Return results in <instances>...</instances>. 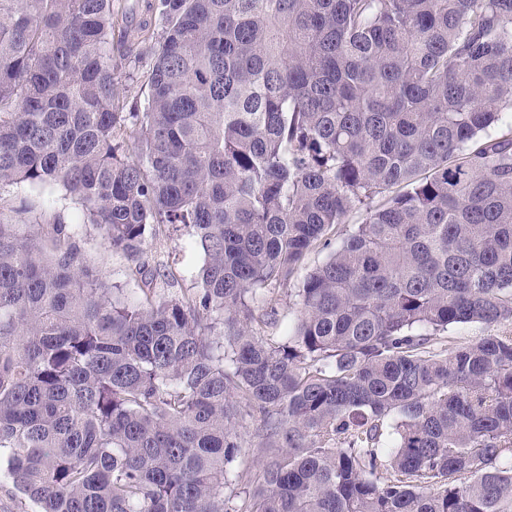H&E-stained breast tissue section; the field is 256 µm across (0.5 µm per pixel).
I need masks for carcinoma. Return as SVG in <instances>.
<instances>
[{
  "label": "carcinoma",
  "instance_id": "carcinoma-1",
  "mask_svg": "<svg viewBox=\"0 0 512 512\" xmlns=\"http://www.w3.org/2000/svg\"><path fill=\"white\" fill-rule=\"evenodd\" d=\"M0 0V464L35 512H512V0ZM150 57L123 111L116 60ZM380 198L382 202L374 204ZM303 275L296 326L269 294ZM39 212V222L26 224ZM180 234L193 287L141 258ZM486 335L451 347L457 324ZM253 431H247V428ZM275 452L225 492L247 434ZM2 193V209L9 214L12 201L24 196L38 195L52 209L60 211L70 224L76 241L79 243L90 264L95 266L110 282L120 285L127 291L138 292L141 283L131 276L132 262L121 251L112 247L101 237L98 230L90 224L82 206L62 187L38 190L27 185H14ZM363 220V211L357 208L352 209L345 217L344 224L336 226V233L329 237L328 247L320 245L310 251L304 261L298 278H294L287 286L276 289L273 296L279 312V326L277 329H267L265 336H281L292 326L299 315V306L295 297L294 288H298V282L307 271L324 263L342 240Z\"/></svg>",
  "mask_w": 512,
  "mask_h": 512
}]
</instances>
